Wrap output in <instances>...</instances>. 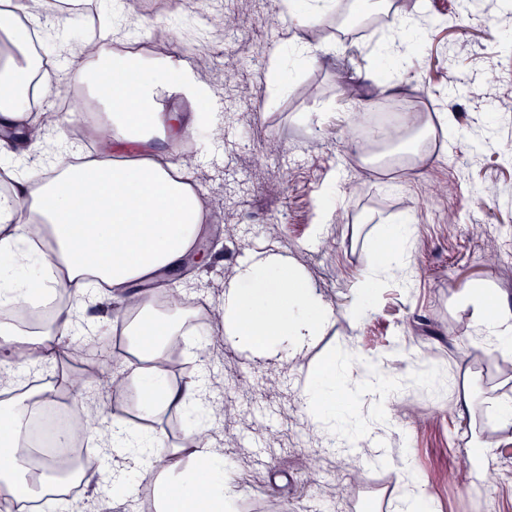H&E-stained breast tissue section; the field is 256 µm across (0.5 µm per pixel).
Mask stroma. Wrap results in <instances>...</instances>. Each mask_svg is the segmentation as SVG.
I'll list each match as a JSON object with an SVG mask.
<instances>
[{
	"mask_svg": "<svg viewBox=\"0 0 512 512\" xmlns=\"http://www.w3.org/2000/svg\"><path fill=\"white\" fill-rule=\"evenodd\" d=\"M414 2L434 24L422 47L400 54L402 68L388 78L398 93L377 102L446 114L428 143L434 162L419 173L400 161L388 168L358 161L371 146L351 123L369 96L361 76L398 33L389 20L368 26L358 0H336L325 42L291 69L287 92L275 97L260 65L306 35L289 23L283 0H181L177 9L172 0H141L139 15L116 19L119 41L148 44L209 75L211 100L221 106L218 123L197 131L196 151L178 154L213 205L199 242L206 254L177 278L163 277L158 289L210 299L205 349L183 357L170 377L183 382L210 362L216 378L240 387L236 407L209 429L233 473L237 512H274L278 501L289 510L301 500H332L337 512H400L406 468L435 512H512V426L499 419L500 407L512 405V357L476 343L472 311L458 300L481 283L490 298L512 304V123L498 108L512 92V46L502 42L512 23L490 0L470 11L463 0ZM115 3L79 0L65 34L48 29L45 50L58 74L52 111L92 106L90 96L75 98L59 46L80 43L79 18L112 14ZM323 198L334 212L318 232ZM386 224L408 225V264L376 278L371 306L350 321L346 310L376 263ZM269 255L298 267L332 314L323 335L296 354L258 353L219 337L227 285L242 263ZM116 330L104 319L95 338H77L70 349L80 364L88 349L104 357L98 378L73 401L126 415L137 411L138 392L133 383L112 389L124 367L121 354L107 350ZM380 354L400 387L390 405L370 396L357 406L367 421L364 444L348 447L312 430L304 377L336 358L354 382L362 359ZM461 390L476 403L475 416L455 408ZM268 403L287 414L277 448L263 444L273 425ZM484 442L497 484L477 492L463 460ZM313 455L321 459L316 470L308 466Z\"/></svg>",
	"mask_w": 512,
	"mask_h": 512,
	"instance_id": "1",
	"label": "stroma"
}]
</instances>
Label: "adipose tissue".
Instances as JSON below:
<instances>
[{
  "label": "adipose tissue",
  "instance_id": "1",
  "mask_svg": "<svg viewBox=\"0 0 512 512\" xmlns=\"http://www.w3.org/2000/svg\"><path fill=\"white\" fill-rule=\"evenodd\" d=\"M71 22L61 0H13L0 10V127L18 135L0 141V303L21 306L31 284L49 271L58 301L50 328L29 330L0 321V359L23 353L22 369L55 359L74 336L91 331L86 310L103 299L129 337L126 368L138 384L140 412L152 420L170 411L186 415L191 429L183 442L167 447L161 430L136 427L120 413L93 421L90 436L103 451L96 468L82 471L87 486L111 482L113 496L128 493L132 481L115 458L133 461L139 477H153L156 512H236L237 492L228 482L220 451L205 433L214 412L205 381L177 384L169 375L170 348L184 336L185 315L160 313L150 282L179 270L198 246L212 216L209 199L196 191L189 171L176 159L181 144L215 113L206 111L208 81L168 55H119L107 51L111 29L83 40L73 50L67 76L87 86L108 110L107 123L86 126L104 149L77 164L74 140L58 132L61 116L31 102L32 88L45 75L32 49L28 21ZM32 150L46 156L40 169L25 166ZM475 320L502 344L512 343V306L489 303L484 289L464 299ZM330 318L296 267L268 258L248 265L228 288L221 325L226 337L259 350L295 347L298 337L320 335ZM51 387L0 399V495L16 500L45 498L57 479L50 466L32 474L21 431L34 404ZM358 392L346 389L343 366L332 363L306 382L309 415L352 440L346 406Z\"/></svg>",
  "mask_w": 512,
  "mask_h": 512
}]
</instances>
